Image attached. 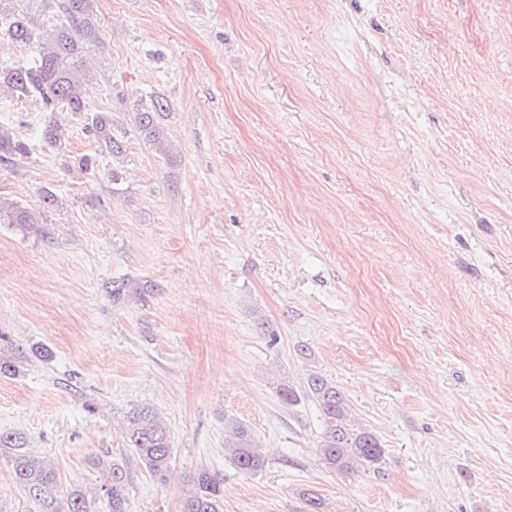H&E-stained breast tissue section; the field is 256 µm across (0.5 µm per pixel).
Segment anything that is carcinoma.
Returning a JSON list of instances; mask_svg holds the SVG:
<instances>
[{
    "label": "carcinoma",
    "mask_w": 512,
    "mask_h": 512,
    "mask_svg": "<svg viewBox=\"0 0 512 512\" xmlns=\"http://www.w3.org/2000/svg\"><path fill=\"white\" fill-rule=\"evenodd\" d=\"M16 0H0V39L29 49L25 62L0 65V97L7 100L32 99L47 114L41 132L43 143L62 148L68 131L56 113L69 112L83 120L91 152L66 163V169L97 174L100 160L111 159L107 178L116 184L123 179L126 132L116 128L110 111H94L90 93L95 83L83 64L88 46L98 39L93 0H39L52 22L44 27L27 8L14 6ZM168 105L159 96L141 102L132 112L131 131L155 152L169 155L165 126L161 122ZM28 142L0 126V170H11L30 157ZM9 224H35L34 213L14 204H0V220ZM281 402L289 407L303 399L317 406L323 427L317 444L322 464L338 474L358 471L378 473L385 463V451L378 436L352 417L346 394L318 372L308 375L304 390L290 382L277 384ZM122 433L129 448L159 484H165L172 466L173 448L166 422L152 407L131 408L124 419ZM0 448H15L10 456V471L25 496L37 503L39 512H96L95 499L80 489L63 493L56 470L45 459L24 451L21 435H0ZM224 449L244 475H254L265 467V456L245 421L224 416ZM88 465L104 476L108 512H127L125 473L117 463L92 455ZM181 512H224V479L218 473L201 469L187 481Z\"/></svg>",
    "instance_id": "carcinoma-1"
}]
</instances>
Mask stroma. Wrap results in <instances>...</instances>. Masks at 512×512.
<instances>
[{
    "instance_id": "obj_1",
    "label": "stroma",
    "mask_w": 512,
    "mask_h": 512,
    "mask_svg": "<svg viewBox=\"0 0 512 512\" xmlns=\"http://www.w3.org/2000/svg\"><path fill=\"white\" fill-rule=\"evenodd\" d=\"M91 104L129 128L167 100L161 156L129 137L125 176L66 170L90 148L62 113L0 100L33 145L0 198V434L64 488L124 466L128 512H180L188 478L224 479V512H512V0H94ZM154 293L113 302L115 279ZM318 372L385 448L382 473L328 472ZM164 418L174 468L153 481L120 431ZM266 455L246 476L224 417Z\"/></svg>"
}]
</instances>
